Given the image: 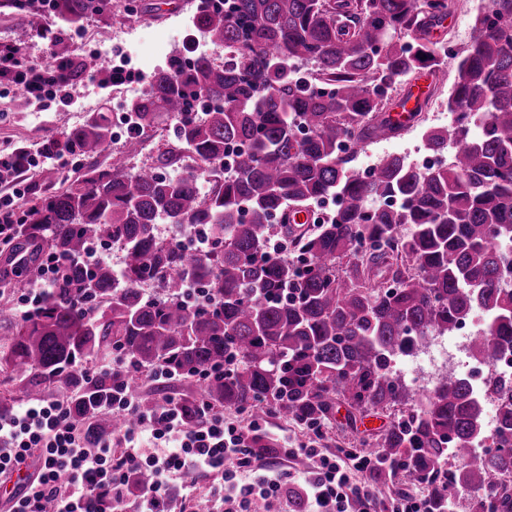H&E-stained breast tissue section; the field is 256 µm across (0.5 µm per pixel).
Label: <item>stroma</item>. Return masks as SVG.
Returning a JSON list of instances; mask_svg holds the SVG:
<instances>
[{"label":"stroma","instance_id":"obj_1","mask_svg":"<svg viewBox=\"0 0 512 512\" xmlns=\"http://www.w3.org/2000/svg\"><path fill=\"white\" fill-rule=\"evenodd\" d=\"M198 3L199 0H112L113 10L132 13L136 21L132 28L118 24L110 28L111 43L130 47L131 56L122 62V69L147 79L164 67L172 54L194 57L199 35L194 19ZM101 26L100 19L92 18L76 27H56L55 32L70 45L77 61L95 58L108 63L111 54H99L94 49ZM1 39L21 44L35 62L49 57L47 44L29 31L14 9L0 4ZM133 98L128 85H103L85 73L78 75L71 97L64 103L35 102L0 87V149L13 144L40 149L60 141L63 131L99 112L107 117L116 135L98 162L104 166L121 160V133L127 128L125 115Z\"/></svg>","mask_w":512,"mask_h":512}]
</instances>
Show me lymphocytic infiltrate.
Returning <instances> with one entry per match:
<instances>
[{"label": "lymphocytic infiltrate", "instance_id": "1", "mask_svg": "<svg viewBox=\"0 0 512 512\" xmlns=\"http://www.w3.org/2000/svg\"><path fill=\"white\" fill-rule=\"evenodd\" d=\"M76 78L75 64L27 58L19 44L0 43V79L37 99L65 100ZM40 154L24 146L0 150V183L13 184L0 196V210L20 206L25 192L21 175L40 163ZM102 412L132 418L116 434L92 441L71 417L65 396L31 398L0 416V478L31 468L25 491L10 499L7 512H124L123 490L139 472L151 483L138 512H168L181 498L185 512H253L255 502L293 512V490H301L305 512H372L378 492L370 477L375 460L341 450L317 448L322 430L308 441L277 437L278 458L254 448L263 430L256 417L227 421L222 409L198 400L194 421H187L177 396L168 394L142 410L133 392L113 389ZM299 457L309 466L291 471L283 463ZM204 486H197V479Z\"/></svg>", "mask_w": 512, "mask_h": 512}]
</instances>
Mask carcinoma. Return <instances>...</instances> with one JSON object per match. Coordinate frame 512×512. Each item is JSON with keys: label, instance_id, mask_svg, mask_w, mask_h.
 Returning a JSON list of instances; mask_svg holds the SVG:
<instances>
[{"label": "carcinoma", "instance_id": "carcinoma-1", "mask_svg": "<svg viewBox=\"0 0 512 512\" xmlns=\"http://www.w3.org/2000/svg\"><path fill=\"white\" fill-rule=\"evenodd\" d=\"M455 9L456 0H201L196 25L230 56L173 55L130 105L142 130L169 113L176 145L138 170L89 165L62 190L33 188L23 204L15 236L41 240L68 268L33 314L0 306V326L11 327L0 338L5 381L28 397L52 383L92 441L116 427L98 397L136 375L89 383L72 366L118 349L140 370L201 383L226 410L259 415L270 404L308 429L338 405L351 424L386 414L389 425L361 441L385 461L376 484L422 482L435 512L465 490L477 494L468 512H512V383L491 376L475 387L446 374L416 397L392 370L397 356L454 334L476 310L489 322L471 355H512V0L478 5L469 42L456 49L433 38ZM110 15L100 0H56L51 17H22L51 56L68 58L54 23ZM448 57L453 122L421 134L448 163L423 171L384 154L361 176L339 143L400 136L391 94ZM63 137L65 151L86 159L111 131L99 115ZM328 197L338 204L327 221L288 227V211ZM277 217L291 260L267 248ZM162 221L203 227L211 249L160 239ZM93 243L121 248L120 271L86 269ZM188 278L209 304L183 297ZM148 283L170 300L146 298ZM489 395L503 449L495 454L479 446Z\"/></svg>", "mask_w": 512, "mask_h": 512}]
</instances>
